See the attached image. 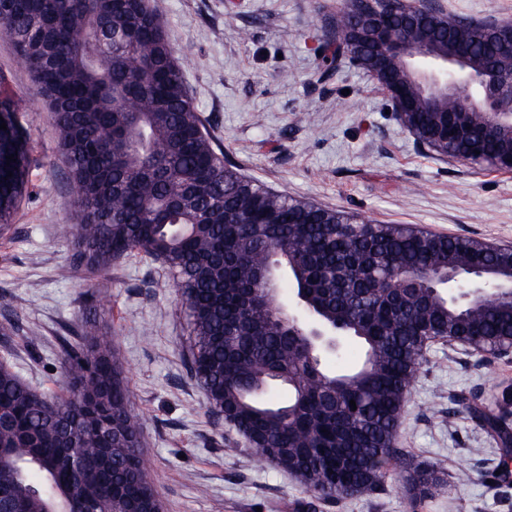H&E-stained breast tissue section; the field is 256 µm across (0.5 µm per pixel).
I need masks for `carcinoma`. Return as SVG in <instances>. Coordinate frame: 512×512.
<instances>
[{"label": "carcinoma", "instance_id": "obj_1", "mask_svg": "<svg viewBox=\"0 0 512 512\" xmlns=\"http://www.w3.org/2000/svg\"><path fill=\"white\" fill-rule=\"evenodd\" d=\"M398 32L431 52L466 47L484 68L512 45L507 20L454 11ZM0 34L40 86L74 188L71 263L59 276L104 272L137 252L167 272L185 314L188 367L212 416L257 459L293 476L308 498L293 512H318L386 491L393 480L411 512L446 485L431 465L405 464L399 426L430 342L488 355L512 345V256L483 242L407 224H367L341 210L274 192L224 161L189 92L183 65L152 0H0ZM349 57L332 39L325 63ZM417 99L415 137L470 161L472 149L512 155V121L486 116L448 95ZM28 101L4 93L6 155L0 163V224L14 223L29 184L30 154L17 115ZM481 130L433 140L448 121ZM13 176H7V172ZM480 268L504 298L457 302L424 284L427 272ZM330 335L321 342L288 319L282 291ZM356 342L347 372L325 358ZM63 342L66 391L31 386L0 360V503L19 512H163L142 458V427L129 405L114 336L91 319ZM276 384L288 401L266 398ZM356 402L351 410L349 401ZM470 420L512 443V389L471 408Z\"/></svg>", "mask_w": 512, "mask_h": 512}]
</instances>
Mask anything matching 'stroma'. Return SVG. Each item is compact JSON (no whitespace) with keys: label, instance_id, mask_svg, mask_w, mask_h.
Returning a JSON list of instances; mask_svg holds the SVG:
<instances>
[{"label":"stroma","instance_id":"35a3bbf8","mask_svg":"<svg viewBox=\"0 0 512 512\" xmlns=\"http://www.w3.org/2000/svg\"><path fill=\"white\" fill-rule=\"evenodd\" d=\"M479 19H511L512 0H428ZM184 60L198 111L227 162L266 187L377 224L512 246V173L438 156L389 113L363 68L326 71L320 53L343 0H155ZM29 102L30 188L0 227V358L49 394L63 387L62 339L79 316L110 327L142 423V452L164 512H292L304 492L214 421L188 369L187 321L158 266L132 258L105 273L58 271L72 245L67 168L39 86L0 36V82ZM150 335H143V328ZM512 384V358L486 360L436 343L402 418L401 446L447 474L429 512H512L507 454L475 427L459 392L487 398Z\"/></svg>","mask_w":512,"mask_h":512}]
</instances>
